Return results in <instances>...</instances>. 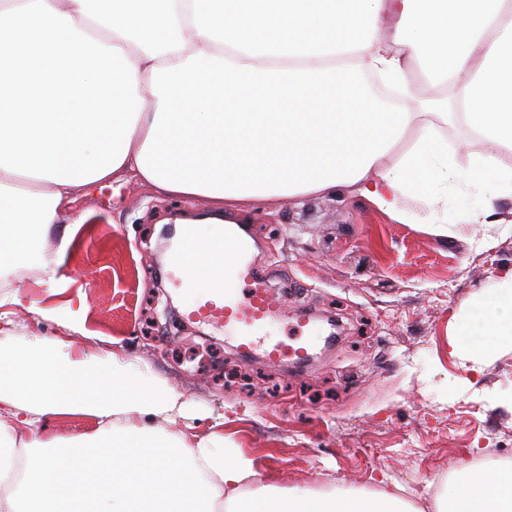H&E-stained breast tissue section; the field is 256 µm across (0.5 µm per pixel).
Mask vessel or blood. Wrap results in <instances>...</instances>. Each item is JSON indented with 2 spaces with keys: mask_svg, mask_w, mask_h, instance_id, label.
Instances as JSON below:
<instances>
[{
  "mask_svg": "<svg viewBox=\"0 0 512 512\" xmlns=\"http://www.w3.org/2000/svg\"><path fill=\"white\" fill-rule=\"evenodd\" d=\"M224 242V254L217 257L211 275L196 274L191 267L192 256L198 249L194 227H184L183 249L173 261L172 276L177 287L192 299L191 315L223 322L225 333L236 336L243 349L263 346L270 361L287 358L306 362L310 357L306 342L273 334L277 307L264 289L255 287L236 293V282L253 278L254 272L240 262L247 250L245 242L233 235L225 237Z\"/></svg>",
  "mask_w": 512,
  "mask_h": 512,
  "instance_id": "1",
  "label": "vessel or blood"
}]
</instances>
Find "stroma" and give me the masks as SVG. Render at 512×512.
I'll return each instance as SVG.
<instances>
[{
    "label": "stroma",
    "instance_id": "obj_1",
    "mask_svg": "<svg viewBox=\"0 0 512 512\" xmlns=\"http://www.w3.org/2000/svg\"><path fill=\"white\" fill-rule=\"evenodd\" d=\"M440 133L458 178L405 199L406 223L342 186L233 209L255 281L286 316L278 334L318 339L308 366L242 355L223 324L189 317V299L165 282L167 244L214 206L134 178L116 193L77 192L42 255L0 274V296L19 288L28 302L14 309L12 341L59 335L38 309L82 307L74 354L148 368L181 395L179 428L223 436L278 486L373 491L384 479L437 512L453 473L512 465V343L452 349L459 317L512 276V196L469 181L481 142L452 125ZM49 266L68 279L55 295L42 284Z\"/></svg>",
    "mask_w": 512,
    "mask_h": 512
}]
</instances>
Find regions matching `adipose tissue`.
Masks as SVG:
<instances>
[{
    "label": "adipose tissue",
    "mask_w": 512,
    "mask_h": 512,
    "mask_svg": "<svg viewBox=\"0 0 512 512\" xmlns=\"http://www.w3.org/2000/svg\"><path fill=\"white\" fill-rule=\"evenodd\" d=\"M416 69L454 91L435 115L459 114L487 146L470 179L492 175L512 193L499 159L512 153V0H0V271L38 249L30 225L56 223L74 189L127 175L219 207L342 184L406 219L405 196L456 177L452 146L410 103ZM457 334L454 349L469 353L512 342V282L486 289ZM1 403L21 411L34 452L16 478L0 425V512H417L387 488L250 487L252 460L211 436L116 433L106 464L91 466L84 440L43 436L47 414L104 425L167 415L178 397L61 339L19 348L0 329ZM438 512H512V468L459 473Z\"/></svg>",
    "instance_id": "adipose-tissue-1"
}]
</instances>
